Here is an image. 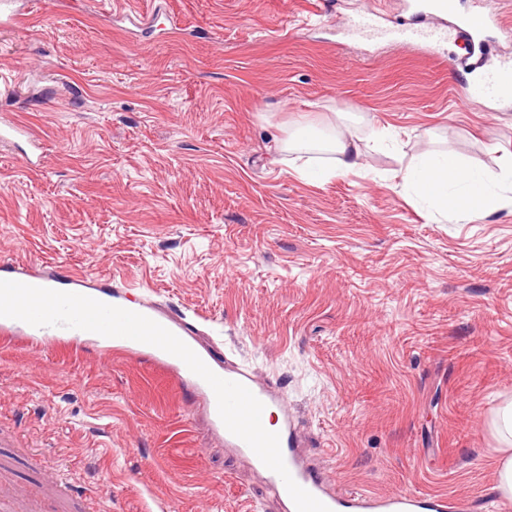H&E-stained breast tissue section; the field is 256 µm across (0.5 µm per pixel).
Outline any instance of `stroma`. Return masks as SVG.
<instances>
[{
  "label": "stroma",
  "instance_id": "obj_1",
  "mask_svg": "<svg viewBox=\"0 0 512 512\" xmlns=\"http://www.w3.org/2000/svg\"><path fill=\"white\" fill-rule=\"evenodd\" d=\"M0 28V259L137 288L293 416L344 492L499 497L491 422L512 400V204L438 223L401 188L423 153L498 170L512 103H463L454 42L355 38L373 0H16ZM346 113L364 169L320 183L277 150ZM389 127L402 151L368 139ZM0 437L100 512H283L264 473L168 373L119 352L0 341Z\"/></svg>",
  "mask_w": 512,
  "mask_h": 512
}]
</instances>
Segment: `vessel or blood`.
I'll return each instance as SVG.
<instances>
[{
    "label": "vessel or blood",
    "instance_id": "obj_1",
    "mask_svg": "<svg viewBox=\"0 0 512 512\" xmlns=\"http://www.w3.org/2000/svg\"><path fill=\"white\" fill-rule=\"evenodd\" d=\"M419 12L454 21L457 38L464 43L468 53H475L481 47L483 37L489 30L496 29L512 35V18L503 13L488 10L485 12L461 14L455 9L454 0H418ZM378 14L371 11L358 15L349 25L348 32L355 37H376L384 41L411 46L420 50H430L447 41L450 33L437 26L416 28L399 25L382 28L377 24ZM461 97L478 95L500 101H512V63L503 64L481 74L475 83L464 85ZM68 290L91 298H102L136 313L144 312L145 307L134 289L117 292L116 295H99L97 289L89 286L84 275L66 274ZM158 361L169 367L177 384L193 389L202 408L208 413L212 424L223 429L215 394L211 387L194 374L178 357L165 351H157ZM200 358L219 377L236 381L246 386L265 407L282 408L283 402L270 389L257 382L245 368L221 366L208 351H200ZM280 447L284 463L295 482L310 492L330 512H460V502L443 494L401 492L389 495H371L361 491L336 492L316 474L299 462L293 448V433L290 422H283L280 430Z\"/></svg>",
    "mask_w": 512,
    "mask_h": 512
}]
</instances>
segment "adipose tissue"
<instances>
[{
	"label": "adipose tissue",
	"instance_id": "obj_1",
	"mask_svg": "<svg viewBox=\"0 0 512 512\" xmlns=\"http://www.w3.org/2000/svg\"><path fill=\"white\" fill-rule=\"evenodd\" d=\"M287 145L332 153L330 165L320 170L325 179L363 168L358 137L334 126L302 125L291 134ZM401 179L404 189L426 203L434 217L462 222L476 214L495 212L512 199V155L503 161L499 172L491 173L467 165L453 152L430 153L406 169ZM494 426L505 443L496 461V489L512 502V402L499 410Z\"/></svg>",
	"mask_w": 512,
	"mask_h": 512
}]
</instances>
